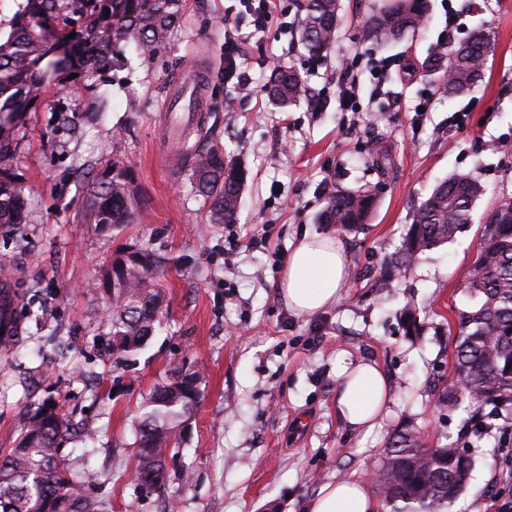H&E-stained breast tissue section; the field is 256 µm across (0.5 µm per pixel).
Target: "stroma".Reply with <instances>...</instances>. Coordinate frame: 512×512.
I'll return each instance as SVG.
<instances>
[{
	"mask_svg": "<svg viewBox=\"0 0 512 512\" xmlns=\"http://www.w3.org/2000/svg\"><path fill=\"white\" fill-rule=\"evenodd\" d=\"M302 0H277L258 30L237 0H183L166 52L127 46L105 72L67 92H51L29 112L15 172L32 199L28 223L0 228V279L33 287L35 307H19L24 331L0 347V451L14 447L20 418L55 401L77 435L61 453L76 473L99 480L85 495L112 512H305L327 482L366 478L397 428H417L429 445L463 431L466 413L438 407L455 384L460 285L475 260L488 214L512 197V0H430L424 26L377 49L364 21L376 0H340L342 25L327 60L311 58L297 34ZM247 41L238 70L252 93L224 76V26ZM483 27L492 53L480 87L454 97L437 80H399L408 63ZM362 55L358 111H344L336 71ZM386 67L384 83L372 61ZM296 68L311 101L274 109L264 92L271 63ZM207 66L201 132L166 141L168 86L193 64ZM428 111H414L421 95ZM224 146L248 171L235 232L209 221L181 151ZM133 169V223L102 235L83 217L91 178L109 162ZM453 174L480 180L486 194L453 241L395 276L394 258L413 214ZM366 188L377 197L368 222L348 231L321 224L325 188ZM338 237L347 278L336 304L294 314L277 293L291 245L303 234ZM167 257L160 284L161 326L147 348L118 365L103 350L99 320L110 301L95 279L118 247ZM371 361L389 380V400L372 433L349 428L336 408L343 366ZM178 371L196 374L202 400L168 463L163 489L132 480L135 423L142 398ZM470 449L471 476L452 512H493L490 494H512L497 450L512 446L501 416Z\"/></svg>",
	"mask_w": 512,
	"mask_h": 512,
	"instance_id": "1",
	"label": "stroma"
}]
</instances>
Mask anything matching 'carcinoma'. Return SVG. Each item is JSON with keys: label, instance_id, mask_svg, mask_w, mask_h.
<instances>
[{"label": "carcinoma", "instance_id": "cac0c4a2", "mask_svg": "<svg viewBox=\"0 0 512 512\" xmlns=\"http://www.w3.org/2000/svg\"><path fill=\"white\" fill-rule=\"evenodd\" d=\"M428 10L427 0H384L365 21V37L377 48L398 42L425 23ZM301 11L302 44L313 57L327 55L340 25L339 0H303ZM181 12L182 0H23L7 37L0 38L1 227L15 230L27 223L28 202L15 161L29 103L41 102L48 77L72 83L90 77L117 61L122 43L133 42L142 52L157 55L166 50L167 34ZM490 51L488 35L477 29L460 43L439 47L417 69L440 78L448 96L464 94L481 81ZM266 91L286 111L306 95L307 86L296 69L275 64ZM132 178L130 167L117 161L96 174L87 215L99 231L131 223L137 205ZM189 179L194 193L208 203L211 223H236L247 179L241 163L218 145L203 146L192 156ZM485 192L484 184L467 175L438 183L415 210L393 268L406 269L453 238L460 225L470 223L472 206ZM374 207L375 198L364 188L331 190L318 222L350 230L366 223ZM165 266V257L146 247L116 256L102 271L99 285L112 299L103 327L115 363L141 352L160 324L158 278ZM461 288L470 303L455 311V370L465 386L444 389L442 402L453 406L466 401L473 408L492 404L507 413L512 411L511 197L488 215L481 248ZM200 401L193 373L174 375L142 400L134 475L150 473L164 487L168 457ZM70 435L71 425L61 413L44 424L32 422L29 412L22 415L15 447L0 454V512H109L107 504L75 494L76 483L60 455L61 442ZM381 464L392 474L383 512H448L470 475L464 451L452 443L431 447L409 426L389 436Z\"/></svg>", "mask_w": 512, "mask_h": 512}]
</instances>
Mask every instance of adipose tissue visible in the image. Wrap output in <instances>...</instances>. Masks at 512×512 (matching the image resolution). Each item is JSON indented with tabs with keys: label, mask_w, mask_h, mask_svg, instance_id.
<instances>
[{
	"label": "adipose tissue",
	"mask_w": 512,
	"mask_h": 512,
	"mask_svg": "<svg viewBox=\"0 0 512 512\" xmlns=\"http://www.w3.org/2000/svg\"><path fill=\"white\" fill-rule=\"evenodd\" d=\"M347 258L340 240L303 235L288 255L278 292L298 315L309 316L335 304L346 279ZM388 396V380L376 364L344 368L336 394L339 414L351 428L372 431ZM309 512H379L365 481L341 478L323 485L308 504Z\"/></svg>",
	"instance_id": "obj_1"
}]
</instances>
